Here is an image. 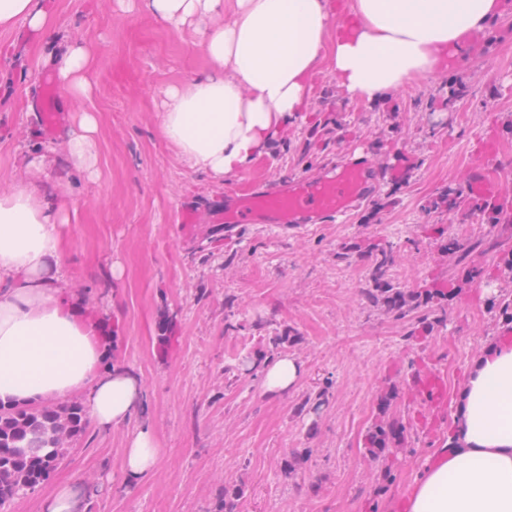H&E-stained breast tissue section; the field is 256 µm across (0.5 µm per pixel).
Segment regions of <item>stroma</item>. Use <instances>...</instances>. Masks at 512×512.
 Here are the masks:
<instances>
[{
    "label": "stroma",
    "mask_w": 512,
    "mask_h": 512,
    "mask_svg": "<svg viewBox=\"0 0 512 512\" xmlns=\"http://www.w3.org/2000/svg\"><path fill=\"white\" fill-rule=\"evenodd\" d=\"M43 2L54 35L22 23L0 30V192L31 179L24 157L49 159L42 181L74 211L62 229L65 291L85 318L106 321V364L139 378L142 401L122 427L88 426L49 480L8 512H43L65 484L80 492L81 512H214L228 487L238 490L236 512H406L453 423H421L412 374L439 370L456 400L473 357L512 331L501 310L512 300V218L464 190L474 141L491 128L512 186V0L503 19L467 36L456 79L442 70L372 104L345 96L329 73L313 77L305 111L265 152L271 167L252 165L246 176L285 182L360 144L378 162L399 152L409 161L372 214L298 233L260 224L227 232L223 186L161 139L162 88L205 67L193 32L117 0ZM78 42L96 49L92 89L79 104L62 98L66 120L50 131L36 110L39 81ZM79 107L99 123L95 180L63 162ZM199 198L213 221L179 223ZM450 237L469 248L465 261L443 250ZM383 252L396 287L449 280L456 292L391 313L368 298ZM282 353L305 373L287 395L271 396L262 364ZM388 390L395 397L384 407ZM382 422L404 438L378 461L365 438ZM144 426L161 460L131 478L124 452Z\"/></svg>",
    "instance_id": "1"
}]
</instances>
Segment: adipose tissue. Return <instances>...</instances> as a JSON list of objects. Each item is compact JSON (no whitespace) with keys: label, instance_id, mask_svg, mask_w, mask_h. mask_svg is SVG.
<instances>
[{"label":"adipose tissue","instance_id":"1","mask_svg":"<svg viewBox=\"0 0 512 512\" xmlns=\"http://www.w3.org/2000/svg\"><path fill=\"white\" fill-rule=\"evenodd\" d=\"M143 6L171 26H192L205 72L161 92L158 130L187 166L220 182L247 169L273 137L302 112L312 78L328 70L348 96L381 100L439 71L452 49L504 13L502 0H349L332 16L328 0H118ZM27 23L49 32L53 17L39 0H0V29ZM93 45L78 43L57 62L61 87L80 101L92 89ZM99 126L76 113L66 160L95 174ZM57 196L33 184L0 194V401L25 403L86 393L99 428L125 423L141 397L139 379L103 368L100 323L63 298ZM304 374L294 356L264 364L268 395L288 393ZM425 466L407 512H512V339L498 338L471 362L447 444ZM153 432L127 442L133 476L155 468Z\"/></svg>","mask_w":512,"mask_h":512}]
</instances>
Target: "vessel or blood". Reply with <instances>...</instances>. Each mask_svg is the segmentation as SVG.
I'll return each mask as SVG.
<instances>
[{
    "label": "vessel or blood",
    "mask_w": 512,
    "mask_h": 512,
    "mask_svg": "<svg viewBox=\"0 0 512 512\" xmlns=\"http://www.w3.org/2000/svg\"><path fill=\"white\" fill-rule=\"evenodd\" d=\"M37 108L47 127L57 126L60 114L56 87L50 76H43ZM500 144L495 136H479L476 162L467 171L470 194L490 208L512 211V190L495 177ZM387 174L386 168L367 153H350L336 165L312 176H301L285 183L259 186L244 182L224 191V224H266L280 232L297 231L309 224L341 222L376 200ZM412 389L419 399L423 424L437 426L448 406L445 378L429 369L414 376Z\"/></svg>",
    "instance_id": "b4317fda"
}]
</instances>
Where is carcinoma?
Returning <instances> with one entry per match:
<instances>
[{
    "label": "carcinoma",
    "mask_w": 512,
    "mask_h": 512,
    "mask_svg": "<svg viewBox=\"0 0 512 512\" xmlns=\"http://www.w3.org/2000/svg\"><path fill=\"white\" fill-rule=\"evenodd\" d=\"M388 255L381 253L376 263V280L384 284L372 290L370 297L381 300L388 310L401 314L410 302L428 303L433 290L414 296L385 284L384 267ZM86 431V413L76 401L52 405L0 403V505L20 492L42 485L50 475L51 462L63 459L73 441ZM390 424L380 423L367 434L366 444L375 457L394 444Z\"/></svg>",
    "instance_id": "obj_1"
}]
</instances>
